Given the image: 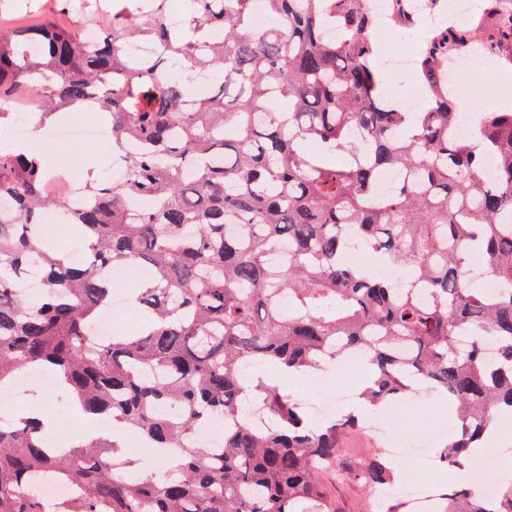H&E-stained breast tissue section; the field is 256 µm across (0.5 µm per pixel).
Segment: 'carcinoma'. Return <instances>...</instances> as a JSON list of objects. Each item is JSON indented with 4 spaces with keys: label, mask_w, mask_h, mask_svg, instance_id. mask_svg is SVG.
<instances>
[{
    "label": "carcinoma",
    "mask_w": 512,
    "mask_h": 512,
    "mask_svg": "<svg viewBox=\"0 0 512 512\" xmlns=\"http://www.w3.org/2000/svg\"><path fill=\"white\" fill-rule=\"evenodd\" d=\"M257 1L274 26L253 27ZM367 2L187 0L174 27L166 0H113L112 33L92 49L53 21L0 28V99L25 91L46 113L80 103L107 114L123 167L117 182L85 183L93 203L65 216L90 242L75 262L32 230L62 209L44 194L42 153L0 150V200L13 203L0 212V387L24 369L51 371L85 413L178 449L166 476H139L114 441L60 456L15 416L0 424V512H336L325 476L366 494L395 479L386 454L340 462L354 406L317 426L261 381L254 414L240 418L261 365L310 375L360 356L372 385L359 399L372 406L421 383L456 411L445 466L464 467L492 419L512 416V111L457 132L443 70L477 37L491 53L511 49L512 17L504 0H480L477 23L432 30L418 58L424 107L409 112L386 99ZM330 25L338 38L324 36ZM133 39L155 55L127 57ZM201 70L214 77L206 94L190 90ZM488 154L492 182L480 176ZM387 169L404 180L381 199ZM354 247L405 267L404 286L347 265ZM476 255L502 285L492 299L468 284ZM34 260L42 293L30 302L15 284ZM113 265L140 271L130 302L146 326L101 340L92 330ZM215 417L238 419L222 447L190 440ZM50 476L75 489L52 509L40 495ZM490 480L492 500L454 489L440 512H512V480Z\"/></svg>",
    "instance_id": "carcinoma-1"
}]
</instances>
